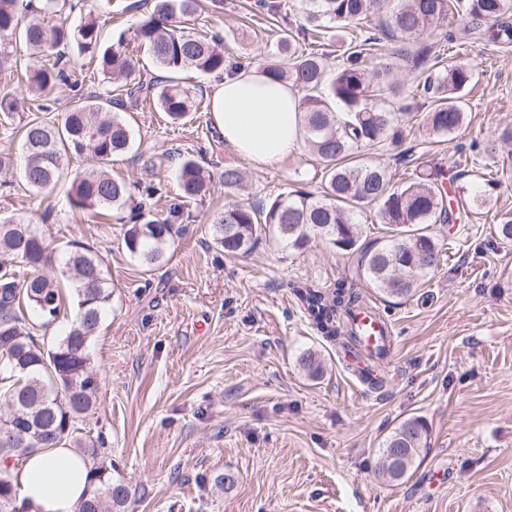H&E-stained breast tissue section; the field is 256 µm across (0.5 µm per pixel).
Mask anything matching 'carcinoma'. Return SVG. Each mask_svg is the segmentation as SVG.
Returning a JSON list of instances; mask_svg holds the SVG:
<instances>
[{"instance_id": "obj_1", "label": "carcinoma", "mask_w": 512, "mask_h": 512, "mask_svg": "<svg viewBox=\"0 0 512 512\" xmlns=\"http://www.w3.org/2000/svg\"><path fill=\"white\" fill-rule=\"evenodd\" d=\"M307 23L312 27L357 25L380 10L383 0H301ZM463 11L466 36L512 43V24L504 16L512 12V0H399V7L381 21L379 37L350 40L334 71L328 54L299 52L296 39L279 40L278 53L284 67L270 63L264 71L307 91L303 102L301 135L309 152L321 165L320 191L295 190L263 206L228 201L224 210L210 218L213 242L228 254L250 251L271 230L293 249L302 248L312 236L326 239L336 249L358 256L356 273L369 287L388 297L416 293L445 262L443 245L430 233L433 224L455 225L462 216L478 215L501 187V180L478 175L482 189L458 186L448 190L444 169L415 161L414 150L403 152V162L413 161L412 178L402 186L392 183L388 170L362 157L365 149L402 141V126L422 108L427 130L438 137L455 134L466 119V95L476 82L472 63L457 57L442 60L433 53L431 38L448 21L452 7ZM60 0H0V76L25 68L26 92L37 101L64 84L80 91L76 73L57 51L75 46L80 54L97 55L104 92L63 114L59 123L31 118L19 127L22 141L20 173L27 190L51 192L62 174L63 156L86 154L93 166L77 174L68 192L70 208L93 211L100 207L129 211L123 244L129 254L146 267L158 263L166 244L182 220L184 204L209 195V182L200 165L189 155H179L176 179L179 193L164 217L155 216L145 203L135 202L126 181L111 175L103 165L128 149L132 132L122 117L128 107H138L141 96L150 97L177 123L200 102L182 87L173 74L194 68L210 74L224 71V52L218 37L204 38L180 26V19L197 12L198 0H155L154 9L134 28L133 41L146 49L156 66L168 76L148 83L138 80L124 96L112 97V81L135 75L133 56L106 49L98 52L100 31L97 17L89 12L71 26L62 17ZM408 72L419 77L406 95L400 111L371 103L376 91L400 89L390 80L391 67L367 69L366 57L382 42ZM24 43L28 58L17 57V44ZM19 99L0 92V121L15 117ZM489 158L506 152L512 157V126L498 130L476 146ZM221 181L227 193L237 189L241 171L224 166ZM374 209L389 236L362 240L363 228L357 210ZM494 241L512 242V210L497 217ZM56 262L54 249L38 229L18 216H0V399L17 409L0 414V512H20L11 465L21 457L64 442L73 448L89 447L77 435L76 424L94 405L101 380L91 366L90 343L103 314L112 304L102 261L89 247L73 242L61 261L62 280L45 274ZM308 319L326 339L343 343L360 353L361 340L350 324L354 312L364 307L361 293L343 279L327 287L305 283L294 289ZM73 313L67 315V297ZM69 317L62 334L47 344L40 331ZM429 428L419 417L396 425L379 452L389 455L400 449L390 475L378 470L388 482L403 480L426 450ZM128 487L112 475V468L92 467V479L78 512H124Z\"/></svg>"}]
</instances>
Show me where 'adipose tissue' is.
<instances>
[{
  "mask_svg": "<svg viewBox=\"0 0 512 512\" xmlns=\"http://www.w3.org/2000/svg\"><path fill=\"white\" fill-rule=\"evenodd\" d=\"M211 113L225 144L255 165L279 164L300 144L301 98L258 70L216 79ZM90 469L66 445L32 453L15 473L18 501L25 512H78Z\"/></svg>",
  "mask_w": 512,
  "mask_h": 512,
  "instance_id": "1",
  "label": "adipose tissue"
}]
</instances>
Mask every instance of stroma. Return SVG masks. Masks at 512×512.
I'll return each instance as SVG.
<instances>
[{"label": "stroma", "mask_w": 512, "mask_h": 512, "mask_svg": "<svg viewBox=\"0 0 512 512\" xmlns=\"http://www.w3.org/2000/svg\"><path fill=\"white\" fill-rule=\"evenodd\" d=\"M254 2L202 0L183 25L223 36L226 57L249 66L265 65L290 31L303 52L335 51V29L305 31L300 0H282L276 17ZM152 9L151 0H113L101 19V46L132 51L145 74L155 63L132 36ZM453 51L478 74L464 127L444 141L414 120L403 144L449 174L461 165L479 173L489 159L472 144L512 126V45L469 40ZM125 119L134 144L109 169L136 188L156 187L146 202L154 214L176 196L171 155H193L211 176L209 196L186 204L160 263L146 268L129 255L115 211L69 209L62 185L33 195L12 167L0 169V214L25 216L60 251L73 239L89 243L103 260L114 293L90 346L101 388L77 426L104 437L112 473L129 487L128 512H512V242L488 243L497 213L512 210V171L477 220L431 226L447 262L414 296L388 299L356 280L395 332L389 380L374 391L291 292L305 280L354 278V255L320 237L288 248L271 233L228 254L208 232L227 198L262 204L316 190L318 163L306 147L260 168L225 145L205 106L181 124L153 103ZM228 164L244 176L230 197L220 179ZM308 351L323 363L319 378L301 364ZM410 416L427 422L428 448L402 481L384 482L379 450Z\"/></svg>", "instance_id": "stroma-1"}]
</instances>
